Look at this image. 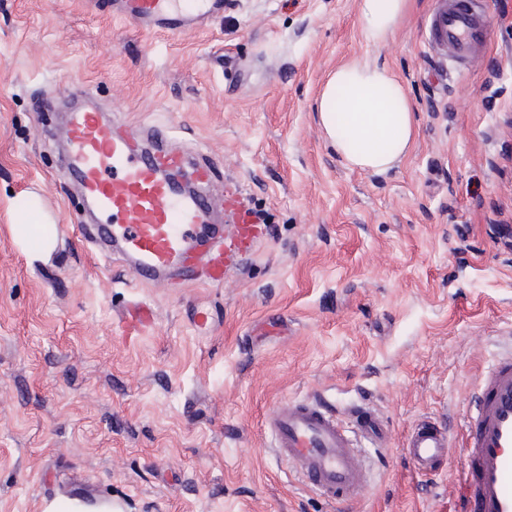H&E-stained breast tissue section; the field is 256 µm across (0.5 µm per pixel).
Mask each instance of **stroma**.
Instances as JSON below:
<instances>
[{"instance_id":"1","label":"stroma","mask_w":512,"mask_h":512,"mask_svg":"<svg viewBox=\"0 0 512 512\" xmlns=\"http://www.w3.org/2000/svg\"><path fill=\"white\" fill-rule=\"evenodd\" d=\"M86 2L0 0V512L90 496L112 512H340L265 428L317 393L370 406L386 433L348 512H455L461 414L512 340V0H487L491 42L453 76L428 47L434 0L377 47L356 0H227L179 35ZM356 56L396 68L415 106L413 146L384 174L349 169L313 112ZM76 80L116 131L160 130L262 224L223 284L136 286L87 251L96 224L56 134ZM32 193L68 234L42 260L12 232ZM134 301L155 319L125 336ZM426 417L454 448L433 478L404 458Z\"/></svg>"}]
</instances>
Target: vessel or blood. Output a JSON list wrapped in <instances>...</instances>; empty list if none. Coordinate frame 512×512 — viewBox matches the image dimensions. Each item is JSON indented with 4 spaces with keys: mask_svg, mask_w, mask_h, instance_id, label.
Segmentation results:
<instances>
[{
    "mask_svg": "<svg viewBox=\"0 0 512 512\" xmlns=\"http://www.w3.org/2000/svg\"><path fill=\"white\" fill-rule=\"evenodd\" d=\"M223 9L224 0H195L188 9L178 7L177 0H122L121 15L177 33ZM428 22L431 44L446 48L448 65L457 72L485 51L491 35L485 0H435ZM59 134L71 146L64 164L76 173L85 204L103 218L96 244L121 243L136 283L158 286L175 275L187 283L203 276L219 284L252 250L258 228L242 210L227 239L211 237L210 253H198L217 201L205 181L188 192L164 178V169L181 163L165 136L116 133L93 108L71 109ZM153 318L149 306L137 304L121 315L119 325L125 333H138ZM266 425L278 457L306 487L337 503L363 497L369 486L364 449L385 444L373 411L353 407L342 415L323 397H309L278 406ZM462 428L465 443L456 451L447 429L418 421L405 440L408 462L418 474L431 476L459 453L457 512H512V350L495 356L475 385Z\"/></svg>",
    "mask_w": 512,
    "mask_h": 512,
    "instance_id": "b4317fda",
    "label": "vessel or blood"
}]
</instances>
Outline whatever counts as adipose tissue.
I'll return each instance as SVG.
<instances>
[{
    "mask_svg": "<svg viewBox=\"0 0 512 512\" xmlns=\"http://www.w3.org/2000/svg\"><path fill=\"white\" fill-rule=\"evenodd\" d=\"M412 0H357L360 28L372 45L384 43L405 19ZM319 124L336 154L353 169L387 172L410 151L413 105L399 74L388 64L362 58L343 62L329 76L316 105ZM18 243L37 236V255L53 249L56 227L43 212L21 210Z\"/></svg>",
    "mask_w": 512,
    "mask_h": 512,
    "instance_id": "1",
    "label": "adipose tissue"
}]
</instances>
